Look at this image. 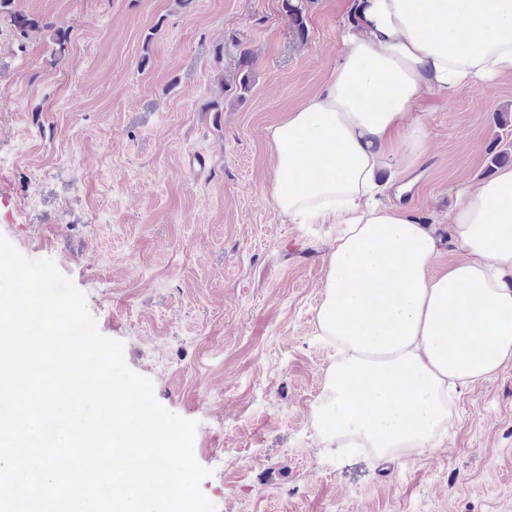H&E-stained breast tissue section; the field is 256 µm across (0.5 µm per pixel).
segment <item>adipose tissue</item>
<instances>
[{
	"mask_svg": "<svg viewBox=\"0 0 512 512\" xmlns=\"http://www.w3.org/2000/svg\"><path fill=\"white\" fill-rule=\"evenodd\" d=\"M320 89L271 132V195L292 224L340 223L319 338L331 348L312 422L325 447L384 461L436 447L448 390L512 361V167L465 185L448 213L458 262L436 273L428 224L378 197L415 168L423 92L450 98L512 74V0H351Z\"/></svg>",
	"mask_w": 512,
	"mask_h": 512,
	"instance_id": "obj_1",
	"label": "adipose tissue"
}]
</instances>
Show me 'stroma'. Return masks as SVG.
<instances>
[{"mask_svg": "<svg viewBox=\"0 0 512 512\" xmlns=\"http://www.w3.org/2000/svg\"><path fill=\"white\" fill-rule=\"evenodd\" d=\"M348 4L309 0L303 42L282 0H19L69 38L57 59L46 29L0 26V237L52 259L157 402L195 421L216 512H512V362L458 388L437 448L391 463L324 448L311 420L340 227L279 213L269 130L335 66ZM502 111L512 74L422 97L425 155L382 173L411 181L387 201L434 229L435 268L460 257L457 188L493 175L492 141L512 153Z\"/></svg>", "mask_w": 512, "mask_h": 512, "instance_id": "stroma-1", "label": "stroma"}]
</instances>
